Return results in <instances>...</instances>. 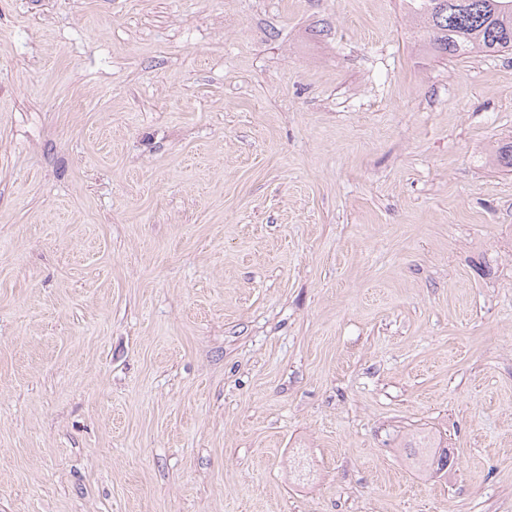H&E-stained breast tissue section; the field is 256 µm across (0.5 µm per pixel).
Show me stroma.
<instances>
[{"instance_id":"35a3bbf8","label":"stroma","mask_w":512,"mask_h":512,"mask_svg":"<svg viewBox=\"0 0 512 512\" xmlns=\"http://www.w3.org/2000/svg\"><path fill=\"white\" fill-rule=\"evenodd\" d=\"M413 30L0 0V512H512V54ZM409 448L413 449V456L421 458V463L425 464L426 467L432 469L435 473H440L448 468V464L450 461V455H448V448H441V446H428L427 444L421 446H410ZM421 448H435V450L431 453L426 454L425 456L420 452ZM425 458V459H424Z\"/></svg>"}]
</instances>
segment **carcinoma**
<instances>
[{
    "mask_svg": "<svg viewBox=\"0 0 512 512\" xmlns=\"http://www.w3.org/2000/svg\"><path fill=\"white\" fill-rule=\"evenodd\" d=\"M406 12L427 36L424 47L436 58L473 51L512 53V0H402ZM493 163L512 171V141L497 147ZM448 449L435 447L421 463L440 473L448 468Z\"/></svg>",
    "mask_w": 512,
    "mask_h": 512,
    "instance_id": "cac0c4a2",
    "label": "carcinoma"
}]
</instances>
